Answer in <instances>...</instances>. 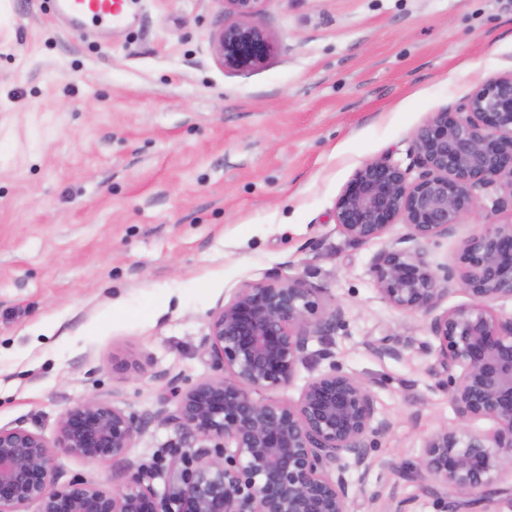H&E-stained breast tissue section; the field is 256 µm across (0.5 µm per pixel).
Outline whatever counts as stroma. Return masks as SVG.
<instances>
[{"instance_id": "obj_1", "label": "stroma", "mask_w": 512, "mask_h": 512, "mask_svg": "<svg viewBox=\"0 0 512 512\" xmlns=\"http://www.w3.org/2000/svg\"><path fill=\"white\" fill-rule=\"evenodd\" d=\"M223 19L222 0H131L124 23L80 28L52 0H0V426L51 441L68 408L114 403L139 428L128 461L60 454V483L109 491L131 461L164 490L207 446L166 420V382L223 377L201 348L212 312L245 284L299 278L344 316L272 399L338 365L389 424L369 469L347 473L350 512H448L401 475L458 421L430 373V320L387 305L371 272L408 229L355 244L335 204L368 161L415 167L431 113L512 72V0H264L278 49L242 73L213 54ZM475 206L428 245L434 268L456 266L480 215L512 222L491 193Z\"/></svg>"}]
</instances>
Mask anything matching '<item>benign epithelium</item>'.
<instances>
[{
  "mask_svg": "<svg viewBox=\"0 0 512 512\" xmlns=\"http://www.w3.org/2000/svg\"><path fill=\"white\" fill-rule=\"evenodd\" d=\"M261 2L224 0L235 20L212 39L223 68L253 69L275 53V39L256 21ZM414 148L415 177L387 159L360 167L336 200V224L357 244L407 226L412 246L380 252L372 273L385 303L431 318L438 342L431 373L447 378L458 415L455 427L427 439L416 470L403 476L424 495L451 493L459 506L497 512L492 486L504 459L512 460V318H500L488 301L512 298V224L483 217L456 268L433 269L426 246L475 215L477 191L508 188L493 200L496 211L512 202V74L479 85L454 111L432 113L415 131ZM457 280L471 302L438 311ZM342 317L340 307L319 314L316 289L299 278L244 285L212 314L203 338L227 376L185 391L169 383L177 408L160 410L176 427L215 442V451L183 457L162 496L141 470L112 491L61 485L49 447L91 461L125 459L138 432L122 408L89 398L61 416L51 445L20 425L0 427V512L32 504L37 512H348L347 472L368 468L370 437L387 429L368 386L333 363L296 401L256 398L288 386L310 358V341ZM477 418L496 428L471 431Z\"/></svg>",
  "mask_w": 512,
  "mask_h": 512,
  "instance_id": "obj_1",
  "label": "benign epithelium"
}]
</instances>
